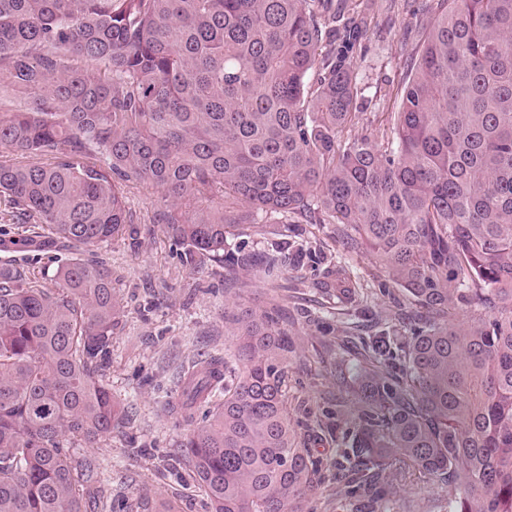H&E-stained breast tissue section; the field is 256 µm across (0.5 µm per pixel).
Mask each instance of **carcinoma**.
Masks as SVG:
<instances>
[{
    "label": "carcinoma",
    "mask_w": 512,
    "mask_h": 512,
    "mask_svg": "<svg viewBox=\"0 0 512 512\" xmlns=\"http://www.w3.org/2000/svg\"><path fill=\"white\" fill-rule=\"evenodd\" d=\"M348 0H0V199L39 250L98 246L158 193L189 258L243 224H348L425 314L366 342L350 483L434 478L448 512H512V0H437L381 147L340 141L364 19ZM80 60L84 66L73 65ZM60 287L0 265V512H88L128 415L105 368L121 309L104 262ZM364 295L342 265L318 283ZM458 309L470 318L456 322ZM235 354L186 366L179 445L210 512H305L313 438L289 409L280 308L233 316Z\"/></svg>",
    "instance_id": "obj_1"
}]
</instances>
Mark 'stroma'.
Wrapping results in <instances>:
<instances>
[{
	"mask_svg": "<svg viewBox=\"0 0 512 512\" xmlns=\"http://www.w3.org/2000/svg\"><path fill=\"white\" fill-rule=\"evenodd\" d=\"M367 20L366 53L355 67L362 87L352 135L378 144L389 136L387 115L400 104L406 71L402 45L420 34L416 13L422 0H349ZM157 194L147 185L130 190L128 204L138 221L130 236L82 251L112 269L122 323L112 339L107 379L130 421L102 443L98 487L103 503L116 512H159L161 502L177 500L181 512H206L195 473L178 452L186 426L173 408L182 366L207 354L231 353L235 338L224 315L245 306L282 305L294 321L298 356L289 369L293 405L309 414V424L330 422L319 445L320 488L310 512H361L363 493H336V463L347 450L357 423L353 395L363 364L359 340L398 328L399 314L410 313L404 293L388 282L383 265L344 246L338 224H296L277 216L246 224L230 239L240 258L234 269L188 262L181 246L151 223ZM280 264L265 275V259ZM344 261L368 294L366 307L339 311L318 290L321 272ZM381 484L388 494L383 512H448V491L437 481L401 482L387 469Z\"/></svg>",
	"mask_w": 512,
	"mask_h": 512,
	"instance_id": "obj_1",
	"label": "stroma"
}]
</instances>
